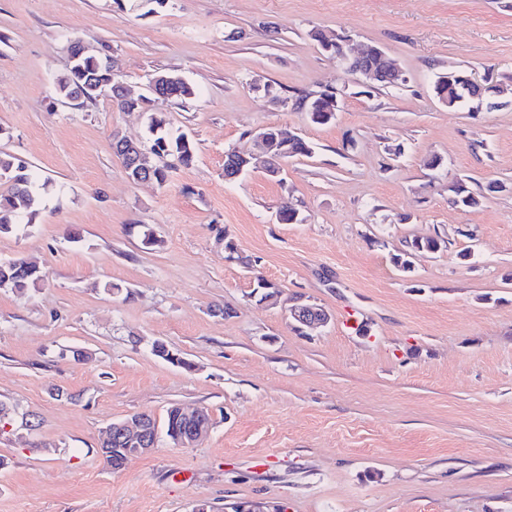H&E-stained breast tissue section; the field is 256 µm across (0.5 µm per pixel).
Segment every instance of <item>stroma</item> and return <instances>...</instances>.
<instances>
[{"label":"stroma","mask_w":512,"mask_h":512,"mask_svg":"<svg viewBox=\"0 0 512 512\" xmlns=\"http://www.w3.org/2000/svg\"><path fill=\"white\" fill-rule=\"evenodd\" d=\"M314 30L382 48L405 84L362 92ZM76 38L132 97L160 73L195 94L130 112L57 96ZM451 66L512 80V0H0V150L50 181L32 227L0 234V259L43 275L0 289V401L17 416L0 512H512V104L448 111L433 83ZM331 87L340 112L312 123L296 100ZM154 112L194 159L135 183L112 137L147 141ZM265 126L313 154L225 181L226 152L258 154ZM459 179L481 207L449 204ZM286 200L299 222L278 221ZM436 235L446 249L393 265L404 238ZM228 237L251 268L226 260ZM256 271L328 324L299 334L282 302L251 297ZM174 403L209 412L205 439L103 462L110 423Z\"/></svg>","instance_id":"obj_1"}]
</instances>
